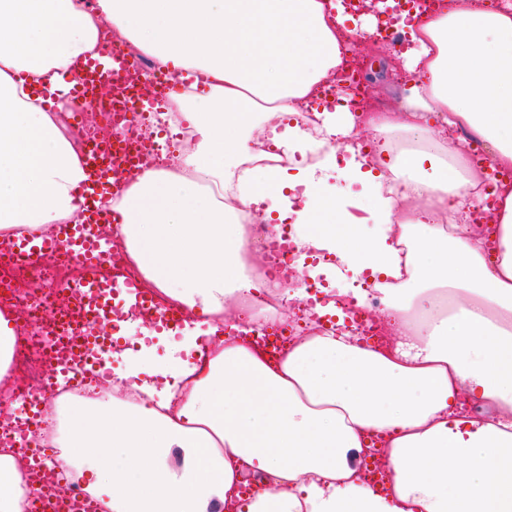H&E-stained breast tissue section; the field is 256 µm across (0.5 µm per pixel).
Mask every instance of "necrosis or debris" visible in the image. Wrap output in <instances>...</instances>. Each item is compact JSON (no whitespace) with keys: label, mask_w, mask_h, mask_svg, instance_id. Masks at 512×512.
Masks as SVG:
<instances>
[{"label":"necrosis or debris","mask_w":512,"mask_h":512,"mask_svg":"<svg viewBox=\"0 0 512 512\" xmlns=\"http://www.w3.org/2000/svg\"><path fill=\"white\" fill-rule=\"evenodd\" d=\"M243 260L249 272L261 275L266 285L260 291L239 294L242 312L253 315L251 330L243 335L245 345L259 358L268 362L284 359L288 349L313 336L322 335L333 326L329 315H318L317 305L335 301L344 323L375 348L387 349L393 340L394 327L382 315V295L373 285H366L365 301H357L353 294L332 292L325 294L316 281L299 279L296 271L298 256L290 231H275L272 225L243 223ZM80 274L75 261L64 253H50L33 262L0 259V307L11 308L20 315L22 324L14 349V371L7 381L0 382V397L20 403L22 409L42 407L52 411L58 402L76 403L85 398L112 395L109 378L79 382L68 380L51 385L47 376L59 366L77 371L79 364L69 354L75 335L83 333L88 314L65 305L59 292L61 286L77 280ZM303 288L302 299L287 298L286 289ZM149 303L128 308L123 301L112 300L108 322L102 329L106 340L91 349V356L109 361L118 347L113 336L128 323L139 322L149 327L161 318L171 305L156 291H149ZM57 436L51 421L38 420L30 431L16 425L0 427V446L15 448L19 462H27L32 450L31 441L42 447H52ZM359 478L376 494L385 496L391 490V469L386 446L381 438H372Z\"/></svg>","instance_id":"1"}]
</instances>
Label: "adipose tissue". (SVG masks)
I'll return each mask as SVG.
<instances>
[{
	"label": "adipose tissue",
	"instance_id": "adipose-tissue-1",
	"mask_svg": "<svg viewBox=\"0 0 512 512\" xmlns=\"http://www.w3.org/2000/svg\"><path fill=\"white\" fill-rule=\"evenodd\" d=\"M442 2L437 15L397 22L403 97L380 113L351 108L346 93L318 102L350 44L379 27L341 0H0V232L81 219L73 191L85 173L62 121L72 109L64 78L97 56L101 29L156 70L204 77L165 111L171 128L187 127L172 166L143 169L106 201L147 285L202 318L183 329L174 360L153 361L144 345L117 371L114 389L141 404L67 407L58 458L94 473L86 490L104 512H218L239 501L247 467L272 484L246 512H512V183L479 193V174L440 154L462 130L512 169V0ZM305 112L320 138L303 129ZM364 130L379 140L378 164L362 155ZM398 132L427 149L395 152ZM259 137L291 166L261 165ZM336 171L364 195L331 185ZM464 185L475 198L460 195ZM241 205L253 220L295 225L297 271L384 277L391 349L329 333L273 365L219 337L229 302L260 288L242 260ZM486 222L493 258L465 232ZM370 223L398 235H366ZM314 251L333 263L306 267ZM463 389L500 414L457 411ZM371 433L386 440V498L349 461ZM26 505L17 458L1 450L0 512Z\"/></svg>",
	"mask_w": 512,
	"mask_h": 512
}]
</instances>
